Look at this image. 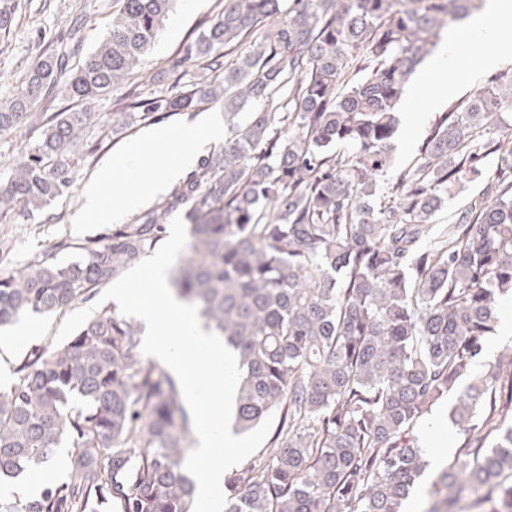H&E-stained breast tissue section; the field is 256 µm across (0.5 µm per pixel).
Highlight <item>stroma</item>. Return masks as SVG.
Wrapping results in <instances>:
<instances>
[{"label":"stroma","mask_w":512,"mask_h":512,"mask_svg":"<svg viewBox=\"0 0 512 512\" xmlns=\"http://www.w3.org/2000/svg\"><path fill=\"white\" fill-rule=\"evenodd\" d=\"M2 6L8 8L10 19L6 27L0 28V98L16 90L39 56L62 57L71 67L81 62L107 32L114 0H0ZM218 11V0H195L190 7L178 0L145 58V69L164 70L169 81L193 84L197 66L173 71L169 63L181 45L207 26ZM401 104L405 111L400 115V132L392 142L394 163L399 168L415 159L435 118L434 113L426 111L425 98L418 94L416 86H409ZM90 110L93 118L81 146L83 159L75 170L69 193L53 201L38 218L18 210L8 216L6 223H0V273L21 270L48 255L67 258L69 246L108 233V226L102 224H85L77 229L71 222L83 204L84 183L103 160L138 141L148 128L190 124L197 116L223 112L224 106L213 103L196 112H157L120 135L112 132V98L95 101ZM62 322V316L54 315L24 317L15 323V331L21 332L23 338L11 357L0 363V384L10 385L19 360L31 348L51 342ZM447 413V408H440L423 425L422 437L431 449V466L435 469L452 463L463 453L460 436L446 426ZM443 438L448 441L444 450L437 446Z\"/></svg>","instance_id":"35a3bbf8"}]
</instances>
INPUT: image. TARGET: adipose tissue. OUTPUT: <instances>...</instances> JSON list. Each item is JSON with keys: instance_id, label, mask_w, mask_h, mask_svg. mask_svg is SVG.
<instances>
[{"instance_id": "adipose-tissue-1", "label": "adipose tissue", "mask_w": 512, "mask_h": 512, "mask_svg": "<svg viewBox=\"0 0 512 512\" xmlns=\"http://www.w3.org/2000/svg\"><path fill=\"white\" fill-rule=\"evenodd\" d=\"M512 31V0H487L484 11L471 19L467 35L475 45L484 69L498 68L512 58V43L506 35ZM462 35L449 33L420 81L428 106L437 105L444 90L435 86L444 74L459 78L469 74L467 58L458 46ZM224 139V127L216 120L203 125V133L186 137L172 126L147 129L140 141L105 159L82 188L83 205L73 224H116L128 212L164 194L198 161L208 147Z\"/></svg>"}]
</instances>
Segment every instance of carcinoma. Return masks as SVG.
I'll return each mask as SVG.
<instances>
[{"mask_svg":"<svg viewBox=\"0 0 512 512\" xmlns=\"http://www.w3.org/2000/svg\"><path fill=\"white\" fill-rule=\"evenodd\" d=\"M117 2L82 63L43 56L0 99V132L29 116L37 132L0 182V220L69 191L92 119L83 104L121 89L115 131L137 110L224 101V149L72 258L0 274V326L60 313L120 277L178 211L188 243L170 284L237 353L234 427L278 416L266 448L224 478L225 512H403L431 466L418 426L456 388L449 418L465 452L426 489L427 512H512V350L479 363L512 296V124L501 120L512 73L442 113L378 193L407 84L448 24L485 0H292L285 11L284 0H224L169 65L207 73L190 91L136 71L175 0ZM61 80L82 107L32 114ZM491 155L484 191L435 224ZM141 343L135 319L104 308L22 359L0 388V512H192L191 418ZM64 446L62 474L16 495Z\"/></svg>","mask_w":512,"mask_h":512,"instance_id":"1","label":"carcinoma"}]
</instances>
